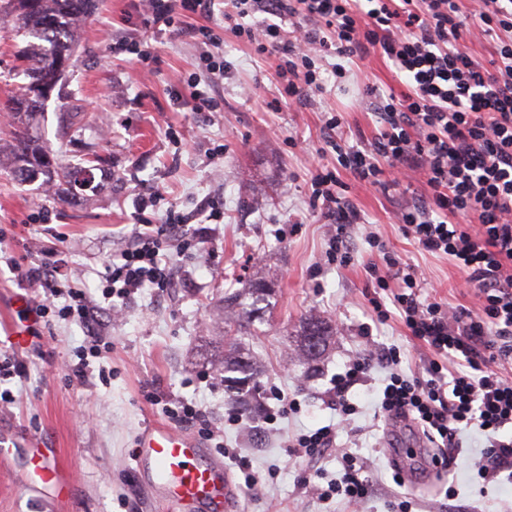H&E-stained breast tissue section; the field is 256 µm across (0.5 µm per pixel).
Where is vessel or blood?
<instances>
[{
  "instance_id": "1",
  "label": "vessel or blood",
  "mask_w": 512,
  "mask_h": 512,
  "mask_svg": "<svg viewBox=\"0 0 512 512\" xmlns=\"http://www.w3.org/2000/svg\"><path fill=\"white\" fill-rule=\"evenodd\" d=\"M136 465L149 474L152 482L175 504L185 501L206 502L235 512L239 496L231 477H219L203 458L200 443L167 425H158L145 433L139 443ZM30 490L64 491L71 478L38 448H31L22 475Z\"/></svg>"
}]
</instances>
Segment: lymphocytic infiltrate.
Instances as JSON below:
<instances>
[{
	"label": "lymphocytic infiltrate",
	"instance_id": "lymphocytic-infiltrate-1",
	"mask_svg": "<svg viewBox=\"0 0 512 512\" xmlns=\"http://www.w3.org/2000/svg\"><path fill=\"white\" fill-rule=\"evenodd\" d=\"M212 0H147L148 25L160 33L188 35L200 47L197 73L184 80L178 98L194 111L217 107L210 84L224 79L225 34L255 53L276 57L281 94L302 100L305 91L323 90L322 61L328 57L364 59L377 51L405 80V91L372 98L379 133L371 149L347 153L340 160L356 178L381 184L387 171L424 169L428 201L406 206L397 221L404 236L422 250L443 255L465 275L476 309L452 307L420 298L421 285L411 266L383 255L368 272L378 288L390 291V304L373 302L374 322L392 312L411 340L434 358L420 375L400 371L399 348L377 353L364 347L336 375L328 402L341 418L355 414L348 399L374 363L390 370L379 403L383 417L417 427L433 447L436 468L449 469L459 448V432L478 429L486 444L478 463L484 481L512 473V0H479L476 16L484 36L496 41L494 54L478 62L461 46L468 16L460 0H227L219 27L192 25L188 19L209 12ZM271 15L270 23L249 25L248 17ZM285 17L303 18L286 29ZM206 228L187 233L183 216L139 213L138 222L102 277V296L124 300L143 288L174 286L179 262L198 252ZM58 249L29 264L15 256L4 263L30 290L28 303L39 317L57 312L85 331L86 345L74 366L84 377L105 344L103 309L80 289L61 292ZM66 294L63 306L54 299ZM335 425L299 435L298 456L315 461L335 452L342 473L334 483L311 492L322 502L339 500L355 508L368 499L372 484L353 453L338 449Z\"/></svg>",
	"mask_w": 512,
	"mask_h": 512
}]
</instances>
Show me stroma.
I'll return each instance as SVG.
<instances>
[{"label": "stroma", "mask_w": 512, "mask_h": 512, "mask_svg": "<svg viewBox=\"0 0 512 512\" xmlns=\"http://www.w3.org/2000/svg\"><path fill=\"white\" fill-rule=\"evenodd\" d=\"M142 0H97L86 21L80 47L66 79L45 103L38 134L60 163L97 158L111 180L91 199L63 204L40 194L35 184L0 169V226L8 231L0 250L28 261L56 235L68 238L63 258L70 285L101 300L100 277L136 221L139 198L157 192L155 208L188 214L204 224L211 211L223 212L216 234L196 255L184 258L177 288L159 294L145 288L105 315L110 346L100 361L104 376L77 379L75 354L85 332L76 322L33 319L27 344L13 342L19 317L15 300L23 285L9 270L0 271V362L20 361L22 375L0 382V441L15 450L12 464L0 466V512H213L204 504L176 508L153 493L135 472L140 437L167 423L165 403L147 395L157 391L205 414L224 435L223 447L204 441L210 456L223 460L228 448L241 449L260 477L256 488L241 483V512H343L337 501L323 503L299 486L301 478L326 486L341 463L329 456L319 467L297 457L291 443L300 434L338 421L324 399L332 378L343 373L364 343L377 349L399 347L407 355L402 371H421L425 348L410 341L399 317L386 324L368 315L370 300L388 301L376 291L366 267L379 262L366 242L376 234L388 250L411 265L421 296L454 306L474 307L462 273L444 257L421 250L401 233L397 213L428 196L422 170L408 172L399 185L382 188L360 181L339 166L338 151L371 148L378 131L364 86L387 94L404 91L390 62L373 53L348 64V79L329 80L325 92L306 93L301 104H283L272 56H260L232 36L224 38L227 68L220 86V109L197 112L176 102L172 92L196 72L199 50L186 36H157L146 25ZM134 38L152 46L150 64L113 51L112 43ZM338 110L342 126L328 132V111ZM336 147H328L327 137ZM334 170L343 202L360 214L350 225L351 261L328 263L336 218L311 197L310 172ZM44 207L46 220L34 219ZM265 289L268 297L253 325L239 327L236 339L255 360L259 376L243 386L246 417L236 426L224 421L231 397L211 359L223 347L218 316L225 294L242 288ZM324 316L336 339L317 365L291 356L295 333L305 317ZM388 372L373 366L365 385L348 394L357 412L338 439L357 453L372 482L370 498L358 512H384L389 500H409L410 512H512V483L506 477L483 483L477 465L485 444L472 430L459 433L456 464L416 484H395L385 451L389 440L417 449L418 438L405 428L392 429L378 414ZM300 403L298 412L264 421L274 404L270 387ZM38 441L49 458L75 473L68 501L26 490L20 483L29 441ZM455 485L456 499L445 490Z\"/></svg>", "instance_id": "35a3bbf8"}]
</instances>
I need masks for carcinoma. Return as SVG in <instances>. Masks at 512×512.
<instances>
[{
  "mask_svg": "<svg viewBox=\"0 0 512 512\" xmlns=\"http://www.w3.org/2000/svg\"><path fill=\"white\" fill-rule=\"evenodd\" d=\"M94 3L95 0H36V5L29 8L26 0H0V13L14 20L10 36L25 42L14 58L16 69L28 79L22 93L14 97L23 107L11 109L14 126L9 135L8 153H3L0 148V158L7 157L10 171L20 181L24 180L20 173L22 166L38 165L43 176L42 186L57 188L56 196L61 201L75 199L71 191L72 183L87 166L82 162L73 166L59 164L39 145L33 129L43 101L31 94V85L48 75V68L56 59L67 58L73 53L78 44L77 24L90 14ZM263 296L262 288H242L224 298V323L229 327L239 326L252 318ZM248 297L253 299L250 304L245 302ZM334 335L336 331L328 321L311 316L300 327V340L295 345V351L302 360L312 362ZM213 366L224 375V382L234 385L254 374L253 366L244 360L238 343L233 340L228 342V349L213 362ZM237 373L242 377H235Z\"/></svg>",
  "mask_w": 512,
  "mask_h": 512,
  "instance_id": "cac0c4a2",
  "label": "carcinoma"
}]
</instances>
